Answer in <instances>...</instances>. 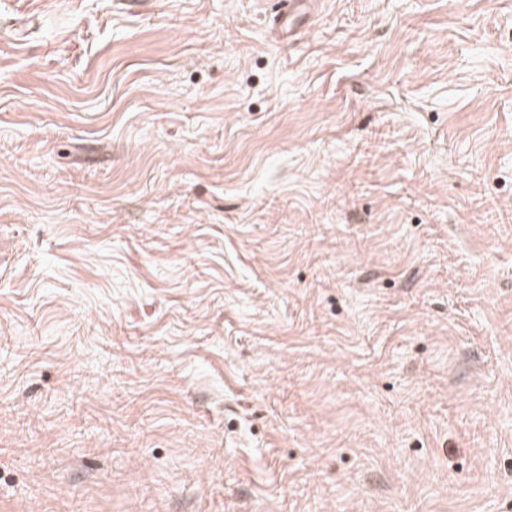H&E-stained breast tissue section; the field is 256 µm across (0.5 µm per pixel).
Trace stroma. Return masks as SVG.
I'll return each mask as SVG.
<instances>
[{
    "label": "stroma",
    "mask_w": 512,
    "mask_h": 512,
    "mask_svg": "<svg viewBox=\"0 0 512 512\" xmlns=\"http://www.w3.org/2000/svg\"><path fill=\"white\" fill-rule=\"evenodd\" d=\"M0 0V512H512V0Z\"/></svg>",
    "instance_id": "35a3bbf8"
}]
</instances>
